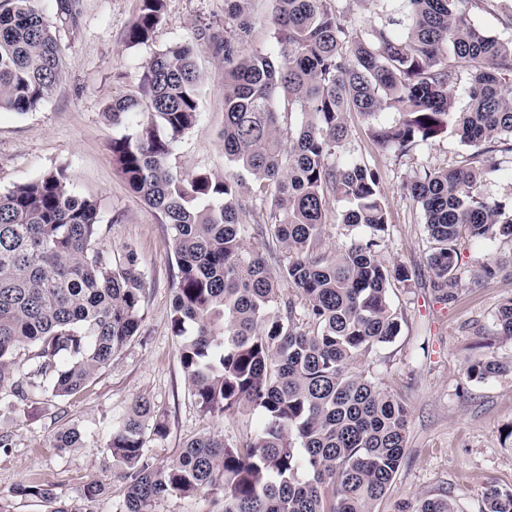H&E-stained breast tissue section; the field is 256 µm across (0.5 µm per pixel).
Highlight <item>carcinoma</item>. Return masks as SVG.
Segmentation results:
<instances>
[{"label":"carcinoma","mask_w":512,"mask_h":512,"mask_svg":"<svg viewBox=\"0 0 512 512\" xmlns=\"http://www.w3.org/2000/svg\"><path fill=\"white\" fill-rule=\"evenodd\" d=\"M127 34L148 43L165 0H140ZM249 0H224V156L234 171L185 175L169 158L197 122V45L155 51L138 90L113 99L108 117L125 132L109 145L118 174L170 225L177 268L171 325L179 360L201 411L258 412L262 423L243 446L219 434L189 440L178 458L157 462L151 438L167 435L150 403L136 401L105 444L125 481L123 512H154L168 496L208 492L222 512H376L405 455L407 410L353 365L401 330L390 290L407 268L380 254L388 228L381 176L336 156L346 116L370 121L382 150L400 154L450 132L472 148L470 162L426 169L407 185L421 205L433 244L428 265L438 299L459 296L457 242L512 238V204L480 195L486 177L512 164V35L486 34L471 22L490 0H387L392 14L346 45L353 0H272L277 52H247L257 23ZM78 0H56L54 17L35 0H0V112L26 113L52 95L61 47L52 29L75 22ZM471 71L457 83L456 64ZM468 98L455 110L458 94ZM301 120L284 145L280 96ZM251 177L256 196L280 212L274 236L284 259L271 268L245 250L248 206L238 187ZM342 223L361 228L335 257L315 253L330 202ZM96 206L72 193L63 171L0 192V409L29 415L45 395L70 397L112 364L139 330L144 283L136 255L119 260L95 247ZM295 288L287 297L283 284ZM512 339V299L495 315ZM512 371L492 355L469 361L470 380ZM77 427L53 445H83ZM18 494L56 505L51 486ZM399 512H459L448 498L408 502ZM483 512H512V490L490 485Z\"/></svg>","instance_id":"carcinoma-1"}]
</instances>
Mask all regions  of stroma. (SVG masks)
<instances>
[{
	"label": "stroma",
	"instance_id": "stroma-1",
	"mask_svg": "<svg viewBox=\"0 0 512 512\" xmlns=\"http://www.w3.org/2000/svg\"><path fill=\"white\" fill-rule=\"evenodd\" d=\"M165 2V18L152 41L133 45L126 33L140 0H80L76 27L56 29L62 66L51 98L23 114L0 112V191L64 170L69 189L97 205L98 247L116 258L134 252L145 291L138 333L82 390L49 399L30 417L0 415V432L14 442L0 452V500L11 512H50V504L17 495L18 485L28 482L53 485L59 502L72 512H122L125 483L104 442L138 397H148L168 426L166 437L149 446L159 461L174 460L189 439L206 433L245 442L260 422L250 409L221 417L201 413L171 329L176 265L170 227L112 164L109 144L122 133L105 117L113 99L135 89L154 51L192 41L199 47L196 65L203 77L199 117L176 143L170 163L184 173L231 171L221 139L224 66L211 41L224 34V0ZM348 126L349 136L337 152L378 169L389 214L381 255L388 263L404 264L411 276L391 293L401 318L399 335L356 365L409 412L404 463L377 510L398 512L402 502L445 496L461 512H481L489 483L512 488V439L507 436L512 429V373L478 382L466 378L465 368L482 352L512 361V339L498 336L494 322L499 305L512 297V275L502 272L479 286L473 275L482 263L512 261V239L462 241L458 300H438L421 209L406 185L424 169L465 165L471 147L445 134L398 155L376 149L358 113L349 114ZM274 221L267 203L245 220L246 248L259 251L271 265L282 256L266 245ZM69 426L84 430L82 448H55V433ZM92 481L107 491L88 500L82 489Z\"/></svg>",
	"mask_w": 512,
	"mask_h": 512
}]
</instances>
